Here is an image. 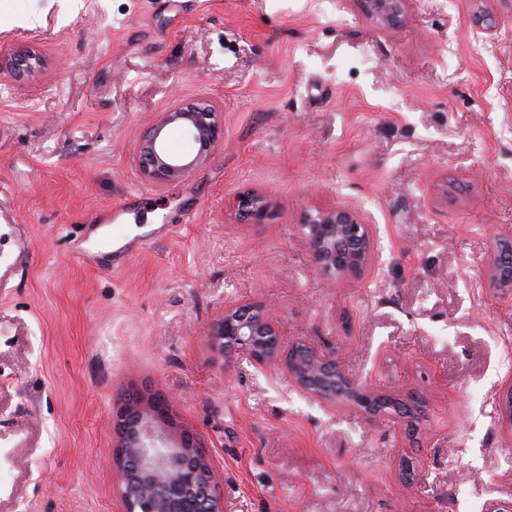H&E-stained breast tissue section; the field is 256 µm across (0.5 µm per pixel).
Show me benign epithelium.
Segmentation results:
<instances>
[{
  "label": "benign epithelium",
  "mask_w": 512,
  "mask_h": 512,
  "mask_svg": "<svg viewBox=\"0 0 512 512\" xmlns=\"http://www.w3.org/2000/svg\"><path fill=\"white\" fill-rule=\"evenodd\" d=\"M363 3L383 25L396 24L402 13L403 0ZM42 64L34 47L0 49V72L18 83L35 78ZM171 125L180 127L197 146L193 157L168 151L165 131ZM223 138V112L205 101L179 102L144 131L136 146L137 166L147 181L164 187L188 176ZM236 211L240 222L262 224L271 215L272 199L258 192L243 193ZM299 231L314 268L332 281L357 276L375 260L371 226L348 208L306 210ZM500 242L504 249L491 255L487 277L495 287L511 293L512 270L504 267V250L512 251V241L504 237ZM207 338L218 357L243 354L259 366L273 365L314 400L356 404L373 395L366 382L344 372L335 349L303 342L283 348L263 305L224 308L209 326ZM114 430L112 468L126 512H224L204 447L196 433L175 424L169 398L143 386H129L117 409Z\"/></svg>",
  "instance_id": "7a95c632"
}]
</instances>
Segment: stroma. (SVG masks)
Returning a JSON list of instances; mask_svg holds the SVG:
<instances>
[{"mask_svg":"<svg viewBox=\"0 0 512 512\" xmlns=\"http://www.w3.org/2000/svg\"><path fill=\"white\" fill-rule=\"evenodd\" d=\"M1 45L44 66L0 74V512H125L112 413L141 383L200 438L224 512L512 500V296L483 273L512 225V0H405L394 28L360 0H0ZM177 98L216 104L224 137L161 190L134 148ZM250 191L266 223L238 221ZM335 206L371 219L377 258L331 285L298 224ZM120 232V269L70 248ZM228 302L420 402L415 434L218 360ZM41 54L34 47H1L0 71L16 82L35 78L42 67ZM272 203V199L265 194L243 193L237 199V217L242 223L263 224L271 215Z\"/></svg>","mask_w":512,"mask_h":512,"instance_id":"35a3bbf8","label":"stroma"}]
</instances>
